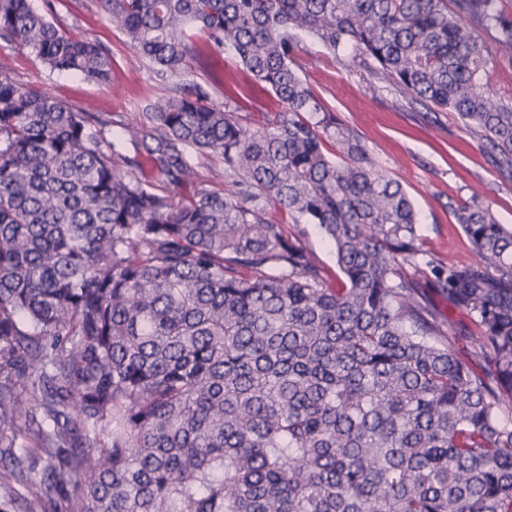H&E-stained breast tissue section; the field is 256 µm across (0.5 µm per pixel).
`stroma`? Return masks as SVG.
Masks as SVG:
<instances>
[{
  "label": "stroma",
  "mask_w": 512,
  "mask_h": 512,
  "mask_svg": "<svg viewBox=\"0 0 512 512\" xmlns=\"http://www.w3.org/2000/svg\"><path fill=\"white\" fill-rule=\"evenodd\" d=\"M40 12H53L56 22L70 33L95 39L112 59L108 82L88 81L72 72H53L33 53L0 42V71L16 82L42 88L74 111L92 113L106 122L110 140L126 154L134 148L123 127L142 112L147 101L171 95L169 86L156 81L148 62L106 19L99 0H32ZM307 52L303 76L344 121L361 134L383 171L399 180L418 212V233L435 265H464L473 259L471 246L457 224L453 210L480 197L489 203L499 223L512 225V177L499 170L490 145L465 130L451 112H431L409 106L396 86L373 77L362 58L346 65L328 62L321 45L300 34ZM269 214L287 231L300 235L323 267L326 282L339 287L344 276L336 265L330 242L317 225L296 224L287 213ZM432 273L418 276L419 288L430 304L449 320L458 333L456 354L471 360V336L477 327L467 311L452 307L434 285Z\"/></svg>",
  "instance_id": "1"
}]
</instances>
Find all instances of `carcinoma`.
<instances>
[{"label":"carcinoma","mask_w":512,"mask_h":512,"mask_svg":"<svg viewBox=\"0 0 512 512\" xmlns=\"http://www.w3.org/2000/svg\"><path fill=\"white\" fill-rule=\"evenodd\" d=\"M175 93L104 123L0 73V512H512V227L455 210L474 261L436 271L476 323L454 352L408 274L427 257L401 183L302 78L297 32L347 48L411 102L453 112L512 175V13L497 0H99ZM496 43L489 53L484 36ZM0 41L105 82L112 60L30 0ZM231 50L277 104L243 121ZM217 153L232 191L187 150ZM151 165L155 181L142 177ZM192 194L178 198L176 189ZM275 206L316 224L327 286ZM486 83L493 96L503 102H510L512 99V68L498 64H490ZM269 215L287 231L299 234L307 248L315 255L319 264L324 268V277L331 287H340L345 282L343 274L336 265L335 254L330 242L316 224H294L286 212H281L271 206Z\"/></svg>","instance_id":"carcinoma-1"}]
</instances>
